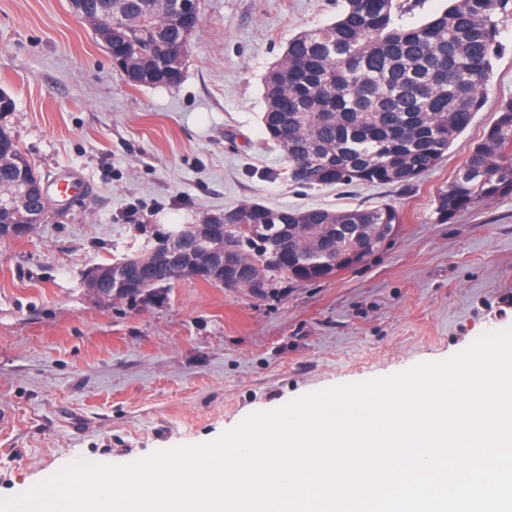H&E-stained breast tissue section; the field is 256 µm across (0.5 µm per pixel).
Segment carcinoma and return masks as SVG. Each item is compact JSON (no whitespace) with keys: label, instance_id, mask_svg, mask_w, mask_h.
I'll use <instances>...</instances> for the list:
<instances>
[{"label":"carcinoma","instance_id":"cac0c4a2","mask_svg":"<svg viewBox=\"0 0 512 512\" xmlns=\"http://www.w3.org/2000/svg\"><path fill=\"white\" fill-rule=\"evenodd\" d=\"M424 0H341L336 20L288 41L264 79L262 122L268 140L289 163L292 180L307 187L356 184L406 187L431 171L485 104L494 60L504 48L512 0H449L420 22ZM86 21L112 55L130 64L132 86L174 89L183 73L160 58L188 47L201 12L171 14L168 0H85ZM29 164L10 131L0 126V186ZM512 195V100L498 110L454 177L434 197L435 221L446 224L482 201ZM246 222L288 225L270 246L224 225L232 245L224 268L207 282L266 294L278 282H317L346 270L351 252L375 254L382 224L403 223L391 203L336 210L274 209L258 202L237 207ZM144 291L181 277L148 252L128 268Z\"/></svg>","mask_w":512,"mask_h":512}]
</instances>
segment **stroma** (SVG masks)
Listing matches in <instances>:
<instances>
[{
  "label": "stroma",
  "mask_w": 512,
  "mask_h": 512,
  "mask_svg": "<svg viewBox=\"0 0 512 512\" xmlns=\"http://www.w3.org/2000/svg\"><path fill=\"white\" fill-rule=\"evenodd\" d=\"M336 0H202L175 89L126 84L69 0H0V92L51 202L23 239H0V499L75 455L122 466L212 442L309 393L443 361L512 327V195L447 224L436 190L512 100V24L486 104L440 164L407 187L306 188L261 117L263 78ZM389 202L404 214L359 268L257 296L182 278L102 299L89 270L151 251L204 214Z\"/></svg>",
  "instance_id": "1"
}]
</instances>
